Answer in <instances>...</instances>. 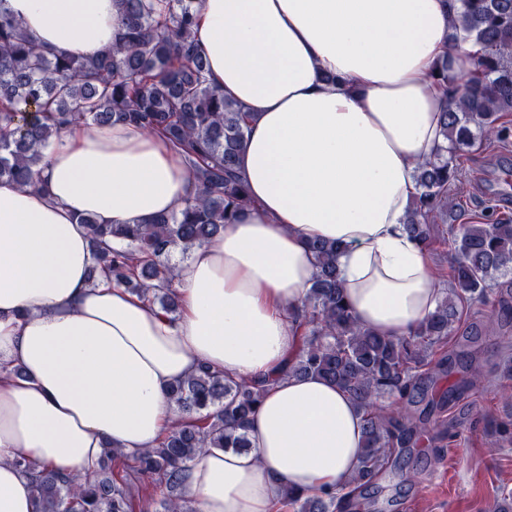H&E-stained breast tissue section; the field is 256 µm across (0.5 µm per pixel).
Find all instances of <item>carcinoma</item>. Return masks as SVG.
I'll return each mask as SVG.
<instances>
[{
  "label": "carcinoma",
  "instance_id": "1",
  "mask_svg": "<svg viewBox=\"0 0 512 512\" xmlns=\"http://www.w3.org/2000/svg\"><path fill=\"white\" fill-rule=\"evenodd\" d=\"M120 2V36L85 58L48 55L0 7V179L37 187L46 151L77 123L122 122L173 143L184 153L193 196L145 224H99L91 217L79 223L90 238L93 270L174 317L172 255L210 242L252 206L238 171L247 116L207 78V62L192 41L195 0ZM457 2L453 37L463 34L481 53L468 78L448 74L446 59L438 69L449 100L440 123L446 145L418 165L406 224L426 246L466 149L479 139L512 135L501 122L512 113V0ZM450 233V292L414 335L398 340L356 324L339 280L340 246L312 244L316 274L298 311L303 333L288 373L317 375L344 388L363 411L364 446L347 497L287 490L284 504L295 512H353L393 463L394 450L426 428L434 409L463 394L464 387L452 385L438 400H425L453 364L432 356L448 344L459 305L485 302L488 288L512 273V219L460 224ZM274 381L236 380L202 365L169 387L177 419L157 447L130 459L107 445L97 468L77 479L17 460L31 471L36 512H196L184 495L190 464L205 448L250 447L248 420ZM385 396L403 401L402 409L384 415L378 402Z\"/></svg>",
  "mask_w": 512,
  "mask_h": 512
}]
</instances>
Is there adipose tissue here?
Wrapping results in <instances>:
<instances>
[{"mask_svg": "<svg viewBox=\"0 0 512 512\" xmlns=\"http://www.w3.org/2000/svg\"><path fill=\"white\" fill-rule=\"evenodd\" d=\"M453 3L196 0L209 81L249 114L238 162L255 205L179 264L177 316L91 278L78 222H146L194 195L172 143L122 123L72 126L46 154L41 189L0 180V512H35L16 457L73 476L105 445L131 458L156 447L175 419L169 385L202 365L277 381L249 419V449H206L188 470L197 512H282L284 488L347 491L362 413L318 376L282 377L300 344L291 314L317 241L342 247L359 326L405 337L440 304L406 222L416 167L443 143L436 67L470 69L473 43L450 39ZM4 6L57 55H96L121 29L119 0Z\"/></svg>", "mask_w": 512, "mask_h": 512, "instance_id": "obj_1", "label": "adipose tissue"}]
</instances>
